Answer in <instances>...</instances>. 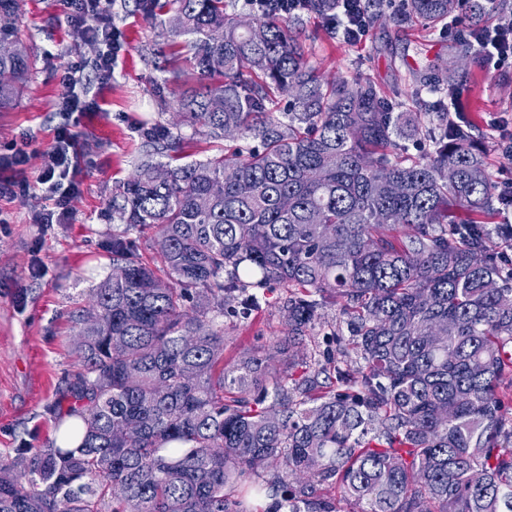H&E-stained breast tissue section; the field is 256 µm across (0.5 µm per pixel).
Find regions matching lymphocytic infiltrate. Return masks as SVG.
I'll return each instance as SVG.
<instances>
[{
  "instance_id": "1",
  "label": "lymphocytic infiltrate",
  "mask_w": 512,
  "mask_h": 512,
  "mask_svg": "<svg viewBox=\"0 0 512 512\" xmlns=\"http://www.w3.org/2000/svg\"><path fill=\"white\" fill-rule=\"evenodd\" d=\"M58 4L73 32L82 39L98 42L100 51L92 65L75 63L61 77L67 88L58 104L62 120L50 146L41 153L42 165L36 177L41 197L47 202L46 208L35 216L39 224L64 220L81 193L77 175L85 160L79 149L76 118L95 107L84 88V71L89 68L99 80H111L122 49L121 33L111 23L112 0H58ZM461 36L475 41L490 65L500 67L512 59L511 25H477L463 30Z\"/></svg>"
}]
</instances>
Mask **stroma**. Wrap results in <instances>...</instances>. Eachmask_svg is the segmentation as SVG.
Listing matches in <instances>:
<instances>
[{"mask_svg":"<svg viewBox=\"0 0 512 512\" xmlns=\"http://www.w3.org/2000/svg\"><path fill=\"white\" fill-rule=\"evenodd\" d=\"M22 37L32 66L22 95L0 112V151L22 133L37 136L27 171H36L39 153L52 140L59 121L58 103L66 89L60 76L72 63L93 58L95 43L77 39L56 0H18ZM112 23L124 47L111 81L90 79L95 109L80 116V147L88 165L80 173L81 194L62 224H37L32 215L43 200L31 193L0 198V459L21 447L43 448L55 441V408H68L67 385L79 368L75 316L87 306L92 288L112 272V195L144 155L140 127L170 125L175 102H163L166 74L190 70L175 56L160 24L146 19L134 5L114 6ZM468 6H461L446 28L396 26L380 22L362 42L329 37L322 22L308 18L301 40L321 73L347 79L371 77L392 101L406 98L413 82L431 75L430 66L447 55L457 29L470 26ZM470 101L474 136L487 150L495 180L512 179V157L499 148L512 138V64L496 68L474 52L458 86ZM44 272H30L32 261ZM286 289L267 292L261 309L249 319L224 320V347L229 357L284 334L276 301Z\"/></svg>","mask_w":512,"mask_h":512,"instance_id":"1","label":"stroma"}]
</instances>
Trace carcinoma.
Wrapping results in <instances>:
<instances>
[{"label": "carcinoma", "mask_w": 512, "mask_h": 512, "mask_svg": "<svg viewBox=\"0 0 512 512\" xmlns=\"http://www.w3.org/2000/svg\"><path fill=\"white\" fill-rule=\"evenodd\" d=\"M136 0L167 15L196 86L173 128L143 131L112 197V275L77 315L79 418L64 446L0 461V512H512V190L490 175L467 109L430 125L422 90L453 96L458 42L402 112L368 77H327L298 29L331 34L338 0ZM481 22L496 0H469ZM0 0V111L30 68ZM460 0H400L389 20L438 28ZM287 101L288 111L276 107ZM233 149L174 165V129ZM424 152L408 153L405 140ZM163 169L167 178L157 180ZM155 229L160 266L136 254ZM278 301L285 336L224 357V316ZM339 350L304 351L324 299Z\"/></svg>", "instance_id": "carcinoma-1"}]
</instances>
